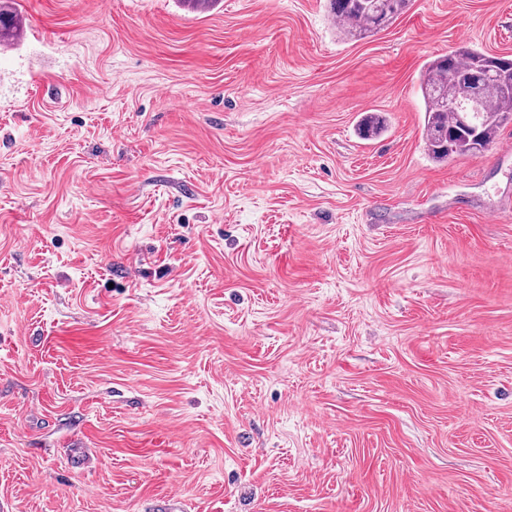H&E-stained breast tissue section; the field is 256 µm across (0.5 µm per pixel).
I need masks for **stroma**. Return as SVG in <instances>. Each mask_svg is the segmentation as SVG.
I'll use <instances>...</instances> for the list:
<instances>
[{"mask_svg":"<svg viewBox=\"0 0 512 512\" xmlns=\"http://www.w3.org/2000/svg\"><path fill=\"white\" fill-rule=\"evenodd\" d=\"M18 2L0 512H512V121L434 161L418 88L512 0ZM409 3L410 0H329L330 13L338 23L339 32L350 39L386 26ZM357 129L363 139L377 138L386 129V118L376 113H366L360 119Z\"/></svg>","mask_w":512,"mask_h":512,"instance_id":"obj_1","label":"stroma"}]
</instances>
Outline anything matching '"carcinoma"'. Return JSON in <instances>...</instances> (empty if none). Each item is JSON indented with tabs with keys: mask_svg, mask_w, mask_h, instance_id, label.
Returning a JSON list of instances; mask_svg holds the SVG:
<instances>
[{
	"mask_svg": "<svg viewBox=\"0 0 512 512\" xmlns=\"http://www.w3.org/2000/svg\"><path fill=\"white\" fill-rule=\"evenodd\" d=\"M410 0H329L330 13L347 38L378 30L401 15ZM0 0V42L17 28V15ZM512 59L460 48L425 65L419 77L424 104L425 147L446 161L487 149L507 119H512ZM386 118L367 113L358 123L364 139L379 137Z\"/></svg>",
	"mask_w": 512,
	"mask_h": 512,
	"instance_id": "obj_1",
	"label": "carcinoma"
}]
</instances>
